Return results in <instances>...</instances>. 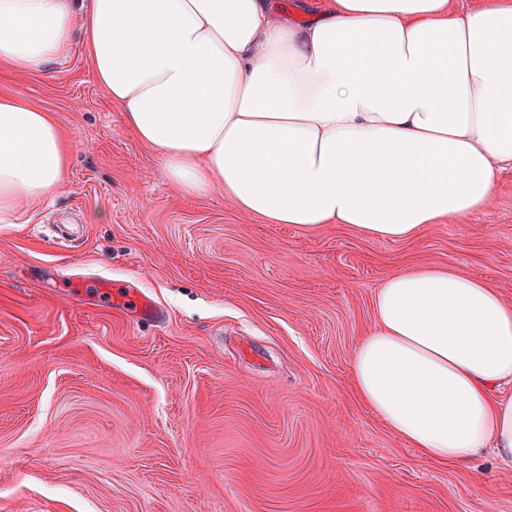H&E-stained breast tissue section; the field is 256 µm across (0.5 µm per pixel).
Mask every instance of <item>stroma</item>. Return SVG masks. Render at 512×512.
<instances>
[{
  "mask_svg": "<svg viewBox=\"0 0 512 512\" xmlns=\"http://www.w3.org/2000/svg\"><path fill=\"white\" fill-rule=\"evenodd\" d=\"M1 94L74 144L62 186L0 224V512H512L491 451L430 462L349 386L400 268L512 303V170L417 242L307 231L179 192L81 41L49 76L0 71Z\"/></svg>",
  "mask_w": 512,
  "mask_h": 512,
  "instance_id": "stroma-1",
  "label": "stroma"
}]
</instances>
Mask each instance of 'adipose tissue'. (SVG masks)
I'll list each match as a JSON object with an SVG mask.
<instances>
[{
	"label": "adipose tissue",
	"instance_id": "ef3b65f1",
	"mask_svg": "<svg viewBox=\"0 0 512 512\" xmlns=\"http://www.w3.org/2000/svg\"><path fill=\"white\" fill-rule=\"evenodd\" d=\"M82 26L97 82L182 193L270 224L414 241L487 210L512 167V0H0V68L47 75ZM48 112L0 95V224L63 181ZM350 367L410 447L512 464V305L488 282L407 266L378 288Z\"/></svg>",
	"mask_w": 512,
	"mask_h": 512
}]
</instances>
